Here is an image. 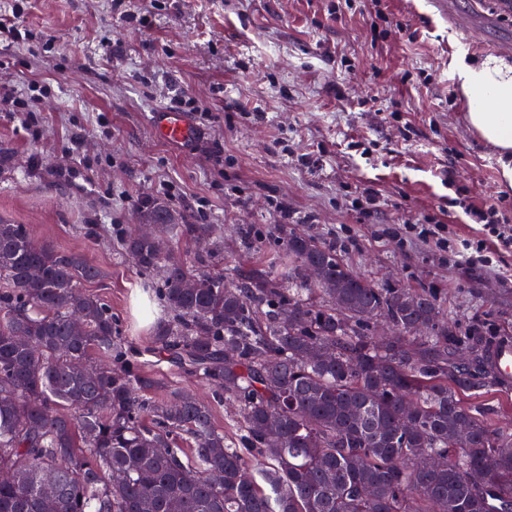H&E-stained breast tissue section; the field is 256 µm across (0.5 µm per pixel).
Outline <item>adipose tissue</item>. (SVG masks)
Returning <instances> with one entry per match:
<instances>
[{"instance_id":"ef3b65f1","label":"adipose tissue","mask_w":512,"mask_h":512,"mask_svg":"<svg viewBox=\"0 0 512 512\" xmlns=\"http://www.w3.org/2000/svg\"><path fill=\"white\" fill-rule=\"evenodd\" d=\"M470 128L498 152L501 177L512 186V63L488 56L455 64Z\"/></svg>"}]
</instances>
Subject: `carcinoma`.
Listing matches in <instances>:
<instances>
[{
  "label": "carcinoma",
  "instance_id": "cac0c4a2",
  "mask_svg": "<svg viewBox=\"0 0 512 512\" xmlns=\"http://www.w3.org/2000/svg\"><path fill=\"white\" fill-rule=\"evenodd\" d=\"M138 215L151 236L134 230L121 251L161 275L155 343L236 403L246 449L194 393L152 398L111 308L82 289L98 277L83 255L0 221V512H44L50 481L52 512H512V428L491 425L507 409L467 398L499 382L493 338L455 362L436 294L382 288L293 229L279 268L228 278L155 247L211 225L159 198ZM309 263L341 288L309 280Z\"/></svg>",
  "mask_w": 512,
  "mask_h": 512
}]
</instances>
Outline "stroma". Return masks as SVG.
<instances>
[{
    "instance_id": "stroma-1",
    "label": "stroma",
    "mask_w": 512,
    "mask_h": 512,
    "mask_svg": "<svg viewBox=\"0 0 512 512\" xmlns=\"http://www.w3.org/2000/svg\"><path fill=\"white\" fill-rule=\"evenodd\" d=\"M121 10L150 13L151 27L117 23L111 0H31L22 23L54 52L0 42V84L56 90L37 107L38 133L0 112V218L98 268L84 288L111 308L156 399L193 390L240 439L235 407L213 403L158 349V289L119 249L141 198L166 182L172 210L205 203L221 229L210 268H266L293 228L381 287L436 293L460 335L512 342V247L500 274L467 272L409 231L444 208L452 242L485 238L466 211L489 204L512 226V188L470 131L453 75L459 57L495 54L497 34L466 39L433 0H123ZM107 40L118 49L106 55ZM175 90L204 108L186 149L149 123Z\"/></svg>"
}]
</instances>
